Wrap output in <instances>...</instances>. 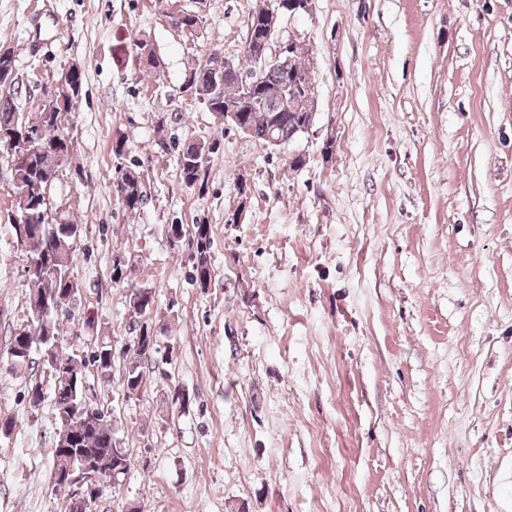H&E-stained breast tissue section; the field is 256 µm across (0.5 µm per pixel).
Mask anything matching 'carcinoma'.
I'll use <instances>...</instances> for the list:
<instances>
[{"label": "carcinoma", "instance_id": "carcinoma-1", "mask_svg": "<svg viewBox=\"0 0 512 512\" xmlns=\"http://www.w3.org/2000/svg\"><path fill=\"white\" fill-rule=\"evenodd\" d=\"M270 9L262 7L251 14L246 37L253 42L271 41L269 36ZM201 24V17L187 13L175 19L183 33L192 36ZM309 60L303 57L280 56L278 62L266 69L253 85H243L236 73H224V62L209 54L195 63L185 81L196 99L203 100L211 112L224 113V108L239 107L240 124L247 135L273 148L292 142L302 133L310 114L289 106L291 99L315 97V88L309 74ZM70 92L57 100L55 111H39L35 122L20 119L14 97L17 95V78L8 87L0 85V153L22 148L24 164L11 169L13 189L17 194L16 208L27 215L25 223L16 225V234H24L20 243L25 252V269L32 270L28 281L33 285L29 293L28 309L31 325L26 333L13 334L10 340V370H24L35 374L45 365L34 351L45 352L59 338L60 320L71 317L70 303L79 293L81 284L75 274L77 234L79 225L69 222H52L45 216L44 169L52 157L59 158L55 175L69 158L72 141L64 129L65 116L82 97V71H75ZM204 146L189 142L182 146L178 157L177 175L187 187L204 184L209 163L202 162ZM117 197L125 211L138 212L144 205L146 194L139 172L127 167L118 172ZM192 249L193 285L205 291L215 285V272L211 264V229L208 224L193 225L188 239ZM140 304L150 310L155 304V292L150 288H134L129 306ZM147 358L133 352L125 367L123 387L129 394H139L145 388L144 365ZM94 369L100 379L108 381L112 375V345L101 342L90 354L62 352L58 365L52 368L50 392L43 391V384L29 385L27 398L36 409L45 398L53 403L59 432L54 443L53 465H58L60 445L70 444L71 456L91 459L97 469L109 473L119 465L129 469L127 450L120 446L112 430L111 414L104 405L86 403L84 382H72L71 376L86 377Z\"/></svg>", "mask_w": 512, "mask_h": 512}]
</instances>
